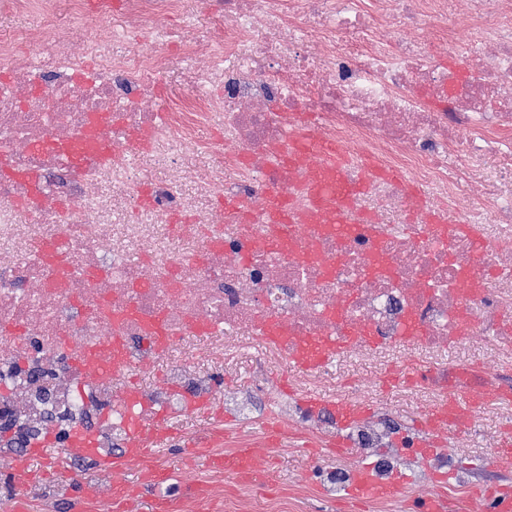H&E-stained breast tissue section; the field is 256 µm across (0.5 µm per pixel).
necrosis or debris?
Returning <instances> with one entry per match:
<instances>
[{
	"label": "necrosis or debris",
	"mask_w": 512,
	"mask_h": 512,
	"mask_svg": "<svg viewBox=\"0 0 512 512\" xmlns=\"http://www.w3.org/2000/svg\"><path fill=\"white\" fill-rule=\"evenodd\" d=\"M454 8L207 0L201 25L183 0H97L94 21L57 29L53 0H0L1 16L40 19L0 41V455L50 441L80 479L123 455L135 420L180 416L189 394H223L242 424L225 441L238 443L259 415L266 367L294 368L300 343L346 330L350 353L399 360L435 398H497L512 360V280L497 274L512 266V0H467L464 25L440 29ZM442 49L467 81L439 67ZM175 68L186 89L161 118L156 77ZM205 124L219 133L202 144ZM90 132L115 140L110 162L58 153ZM293 134L403 180L369 182L344 235L283 232L215 206L233 196L260 209L277 190L306 213L307 171L280 162ZM216 149L223 168L184 190L186 162ZM154 167L173 180L152 182ZM106 185L130 205L150 189L154 203L109 232ZM177 213L190 221L173 251L162 230ZM436 220L478 235L436 247ZM478 335L498 364L440 358ZM246 348L255 372L223 392L225 362ZM160 363L167 383L155 387L145 376ZM277 417L321 440L344 432L368 455L407 432L380 420L343 431L285 401Z\"/></svg>",
	"instance_id": "necrosis-or-debris-1"
}]
</instances>
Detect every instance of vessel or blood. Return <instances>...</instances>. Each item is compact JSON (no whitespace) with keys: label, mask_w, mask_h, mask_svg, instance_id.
<instances>
[{"label":"vessel or blood","mask_w":512,"mask_h":512,"mask_svg":"<svg viewBox=\"0 0 512 512\" xmlns=\"http://www.w3.org/2000/svg\"><path fill=\"white\" fill-rule=\"evenodd\" d=\"M283 161L291 167H304L311 175V188L315 198L316 211L310 218L311 230H319L321 225H342L346 201L356 195L380 171L376 167L361 163L357 182L347 180L348 157L344 151L331 142L310 146L306 140L292 138ZM257 221L273 224L290 222L284 195L278 192L269 194L265 208L257 214ZM479 401L465 392L450 393L439 406L424 415V423L431 436L430 447L441 446L447 434L468 428L474 410ZM174 429L164 418L154 419L151 424L135 423L129 443V453L133 456H146L152 449L172 439ZM215 435H205L188 441V450L182 459L189 466L204 461L213 469L224 471L236 480L253 486H266L271 481L270 464L261 461L256 448L244 443L231 453L224 455L208 454L207 449L215 442ZM37 459L42 469H28L25 477L28 481L50 479L58 483L70 480L68 469L60 458L49 455L46 450H38ZM170 479L168 470L157 468L140 474L139 490L150 489L155 493L151 501L152 512H168L167 498L158 495V488ZM403 476L396 475L381 479L372 475L369 467H361L354 473L344 489L343 500L352 503L370 505L394 497L402 488ZM446 475L438 474L433 478L432 491L418 503L419 512H448L449 500L444 491ZM469 496L479 504L481 512H512V487L504 484H478L470 486Z\"/></svg>","instance_id":"obj_1"}]
</instances>
